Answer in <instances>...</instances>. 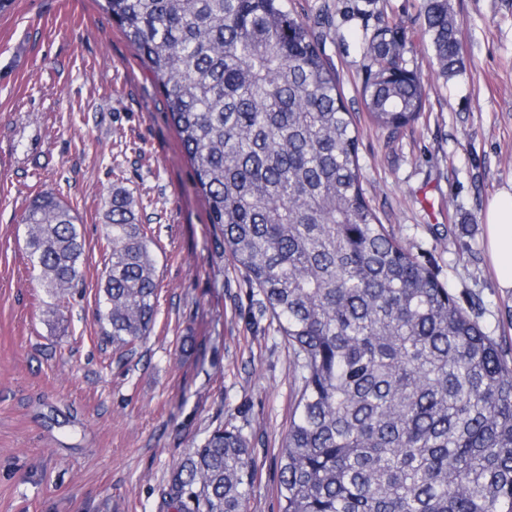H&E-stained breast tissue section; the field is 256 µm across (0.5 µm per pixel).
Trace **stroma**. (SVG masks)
<instances>
[{"instance_id":"1","label":"stroma","mask_w":512,"mask_h":512,"mask_svg":"<svg viewBox=\"0 0 512 512\" xmlns=\"http://www.w3.org/2000/svg\"><path fill=\"white\" fill-rule=\"evenodd\" d=\"M399 23L427 100L398 133L360 91L361 21L325 51L359 131L367 200L481 330L512 348V293L483 215L512 187V0H451L463 69L438 75L419 0H357ZM0 512H158L171 468L216 424L247 438L246 512H279L280 448L297 399L293 353L245 270L219 246L194 169L135 48L96 0H15L0 16ZM137 202L159 281L149 339L119 359L100 320L114 186ZM50 191L82 234V282L56 302L31 276L22 217Z\"/></svg>"}]
</instances>
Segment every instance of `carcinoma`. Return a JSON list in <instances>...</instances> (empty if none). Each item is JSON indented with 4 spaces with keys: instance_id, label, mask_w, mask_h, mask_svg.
Returning a JSON list of instances; mask_svg holds the SVG:
<instances>
[{
    "instance_id": "carcinoma-1",
    "label": "carcinoma",
    "mask_w": 512,
    "mask_h": 512,
    "mask_svg": "<svg viewBox=\"0 0 512 512\" xmlns=\"http://www.w3.org/2000/svg\"><path fill=\"white\" fill-rule=\"evenodd\" d=\"M165 95L214 234L263 296L299 383L280 512H512V349L485 335L366 199L358 130L323 47L334 26L284 0H101ZM442 76L464 61L450 0H421ZM362 101L396 133L425 103L404 32L362 42ZM99 316L119 357L146 341L159 282L134 199L112 190ZM51 297L78 286L71 209L39 194L22 218ZM247 438L218 424L162 489L160 512H246Z\"/></svg>"
}]
</instances>
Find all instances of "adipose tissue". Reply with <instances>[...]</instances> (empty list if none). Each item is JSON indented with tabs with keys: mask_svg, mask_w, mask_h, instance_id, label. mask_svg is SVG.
I'll return each mask as SVG.
<instances>
[{
	"mask_svg": "<svg viewBox=\"0 0 512 512\" xmlns=\"http://www.w3.org/2000/svg\"><path fill=\"white\" fill-rule=\"evenodd\" d=\"M484 246L503 291L512 292V191H497L484 213Z\"/></svg>",
	"mask_w": 512,
	"mask_h": 512,
	"instance_id": "adipose-tissue-1",
	"label": "adipose tissue"
}]
</instances>
